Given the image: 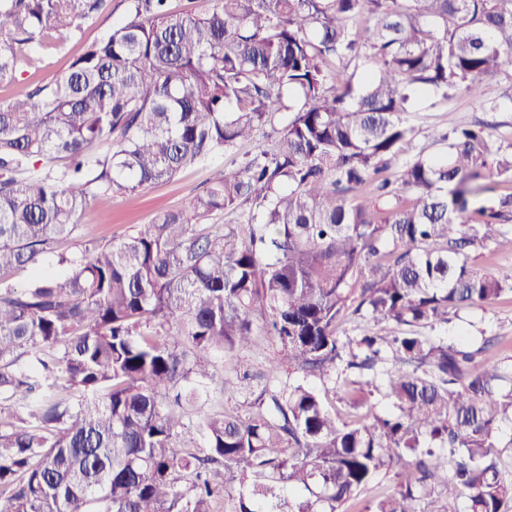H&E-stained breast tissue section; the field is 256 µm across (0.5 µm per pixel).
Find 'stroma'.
<instances>
[{"mask_svg": "<svg viewBox=\"0 0 512 512\" xmlns=\"http://www.w3.org/2000/svg\"><path fill=\"white\" fill-rule=\"evenodd\" d=\"M127 16L125 0H112L107 11L84 24L82 30L66 39L60 49L44 52L31 63L23 65L19 71L20 78L28 83H38L64 71L70 60L80 54L88 44L103 38L113 22ZM482 87L483 96L479 99L460 93L444 104L418 102L413 112L407 116L417 134V144L425 147L428 153H438V146L432 145L429 139L431 131L477 122L495 125L498 134L512 141V109L487 112L482 107L483 99L504 102L512 97V65L505 67L502 72L486 76ZM272 145L270 137L259 136L234 151L187 167L173 180L155 183L132 194L114 195L108 207L90 206L82 215L81 221L93 237L103 242L134 233L150 223L155 215L185 206L224 167L253 157L260 151L270 149ZM434 333L438 336L460 337L467 343L489 339L490 354L495 355L504 374L512 379V294H505L486 307L464 306L454 310L448 324L436 327ZM276 350V345L269 342L261 352L239 350L215 354L214 361L219 378L207 388L208 409L214 412L235 411L248 414L255 400L254 395L244 391L225 392L223 382L235 379L240 371L247 368L262 375L265 385L278 386L279 378L267 376L264 358L265 353Z\"/></svg>", "mask_w": 512, "mask_h": 512, "instance_id": "obj_1", "label": "stroma"}]
</instances>
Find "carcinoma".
<instances>
[{"label": "carcinoma", "mask_w": 512, "mask_h": 512, "mask_svg": "<svg viewBox=\"0 0 512 512\" xmlns=\"http://www.w3.org/2000/svg\"><path fill=\"white\" fill-rule=\"evenodd\" d=\"M109 2L0 0V512H342L391 470L400 489L371 512L444 491L443 512H506L512 388L484 347L424 330L512 292L468 256L512 246V142L459 126L391 164L413 148L412 98L478 96L502 70L512 0H126L65 72L18 80ZM267 128L271 150L185 209L105 244L84 232L88 201ZM347 315L369 328L344 342ZM259 336L321 387L206 411L211 355ZM329 383L393 412L341 422ZM510 437L512 438V421H506L502 425V447L497 449L501 475L508 481H512V446L508 445ZM505 445L507 447L503 448Z\"/></svg>", "instance_id": "cac0c4a2"}]
</instances>
